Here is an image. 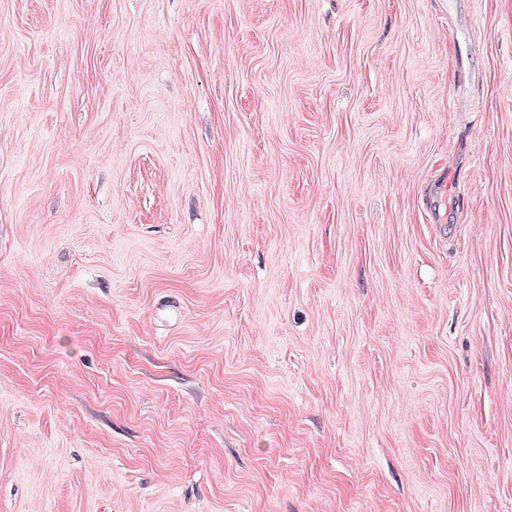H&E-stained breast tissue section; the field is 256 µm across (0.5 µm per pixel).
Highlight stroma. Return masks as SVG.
Listing matches in <instances>:
<instances>
[{"mask_svg": "<svg viewBox=\"0 0 512 512\" xmlns=\"http://www.w3.org/2000/svg\"><path fill=\"white\" fill-rule=\"evenodd\" d=\"M0 512H512V0H0Z\"/></svg>", "mask_w": 512, "mask_h": 512, "instance_id": "1", "label": "stroma"}]
</instances>
